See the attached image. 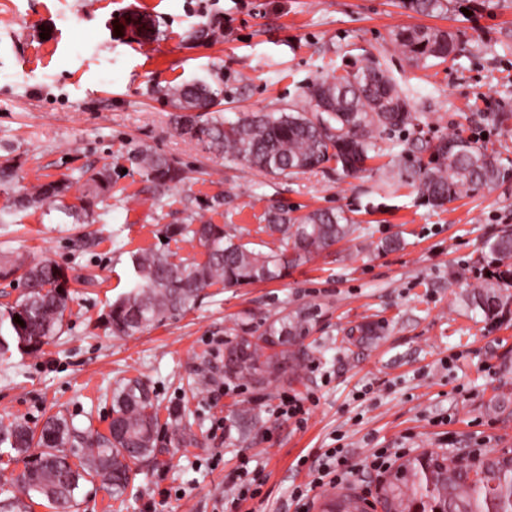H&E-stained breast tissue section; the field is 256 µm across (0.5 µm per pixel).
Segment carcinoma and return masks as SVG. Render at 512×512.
Instances as JSON below:
<instances>
[{"label":"carcinoma","mask_w":512,"mask_h":512,"mask_svg":"<svg viewBox=\"0 0 512 512\" xmlns=\"http://www.w3.org/2000/svg\"><path fill=\"white\" fill-rule=\"evenodd\" d=\"M459 2L402 0L406 9L434 18L447 17ZM119 26L136 40L152 36V20L144 14H126ZM218 28L220 21L212 18L193 30L190 38L209 40ZM395 41L416 64L445 63L457 50L454 35L439 28L401 29ZM162 94L179 110L176 125L190 127L193 137L210 151L272 175L305 173L330 162L348 176L357 175L366 171L367 161L380 156L381 133L404 130L416 120L408 96L374 58L307 86L308 112L243 113L227 120L219 109L222 91L203 80L169 86ZM412 152L409 148L395 155L396 182L412 187L433 208L493 189L509 175L497 150L460 134L425 142L413 161L409 160ZM129 160L157 193L184 179L177 162L150 149L134 153ZM111 185L112 168L104 166L87 177L78 205L65 203L69 185L58 180L17 195L12 207L25 210L54 204L66 216L88 224L93 220L92 201ZM265 221L263 232L281 243L267 252L242 242L222 224L169 225L168 239L198 241L205 258L187 262L172 250L132 254L131 289L109 306L107 327L115 336H133L152 322L195 306L202 292L218 283L233 288L281 279L307 256L356 231L345 212L336 209L295 215L277 206L266 213ZM486 247L491 258L490 283L487 291L473 295L472 305L491 320L509 302L505 291L512 288V226H505ZM16 273L24 292L15 305L0 310L1 356L14 350L36 352L59 335L70 296L69 278L49 260L0 271L5 277ZM18 318L23 323H17ZM310 320L311 312L297 310L280 315L260 333L255 328L243 330L244 336L224 357V373L256 382L276 375L280 361L295 357V352L276 351L271 342L280 340L285 330L293 338L307 335ZM111 400L112 419L105 433L82 428L60 413L48 416L38 431L22 420L0 421V457L23 463L11 479L19 494L1 499L0 512H32L35 504L54 512H72L84 484L96 480L112 500L125 502L136 479L132 466L155 461L158 417L152 392L139 379L117 384ZM401 468L413 479L395 476L380 488L393 512H411L416 502L422 512H512V458L494 459L474 475L471 466L452 462L444 466L433 453L408 459ZM361 507L356 493L345 492L327 498L322 512H360Z\"/></svg>","instance_id":"obj_1"}]
</instances>
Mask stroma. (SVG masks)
Wrapping results in <instances>:
<instances>
[{
    "label": "stroma",
    "instance_id": "35a3bbf8",
    "mask_svg": "<svg viewBox=\"0 0 512 512\" xmlns=\"http://www.w3.org/2000/svg\"><path fill=\"white\" fill-rule=\"evenodd\" d=\"M432 20L401 0H0V160L17 159L0 187V267L43 260L66 267L71 296L59 336L41 351L0 358V418L41 427L61 412L106 431L111 392L130 378L154 392L159 466L145 467L120 512H222L224 476L249 459L266 478L239 512H293L289 496L307 480L300 458L346 451L348 487L377 495L369 467L380 448L433 451L469 460L512 449V305L484 320L471 297L485 242L512 224V179L441 210L406 186H387L382 160L343 176L265 175L209 152L175 126L163 88L190 80L220 85L224 116L302 109L318 77L378 59L412 100L416 125L383 135L401 150L460 133L488 142L512 167V0ZM127 12L150 15L156 36L141 45L111 26ZM220 17L216 39L190 31ZM436 25L454 34L455 59L408 60L394 30ZM147 147L177 161L182 182L153 193L129 152ZM121 162L112 188L76 224L52 205L13 210L18 190L68 179V203L84 194L86 170ZM344 211L358 229L282 279L206 289L191 310L131 337L104 317L130 285V255L177 248L200 259L195 241L173 245L170 224L227 225L253 247L274 241L266 212ZM402 244L378 251L381 239ZM307 308L311 332L294 345L298 365L271 383L226 376L220 350L242 323L259 327L284 309ZM374 331L349 338L351 328ZM314 396L306 423L279 418L278 396ZM252 410L247 430L235 426ZM194 443L183 446L182 441Z\"/></svg>",
    "mask_w": 512,
    "mask_h": 512
}]
</instances>
